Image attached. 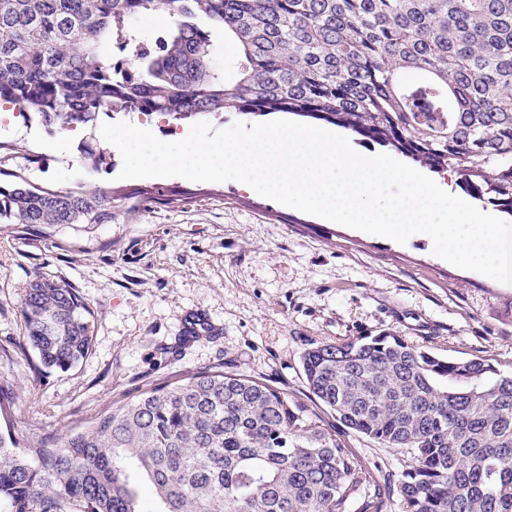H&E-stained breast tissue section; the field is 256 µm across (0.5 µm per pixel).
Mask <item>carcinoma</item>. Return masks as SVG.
Segmentation results:
<instances>
[{
  "label": "carcinoma",
  "instance_id": "1",
  "mask_svg": "<svg viewBox=\"0 0 512 512\" xmlns=\"http://www.w3.org/2000/svg\"><path fill=\"white\" fill-rule=\"evenodd\" d=\"M178 17L157 38L135 23ZM237 50L213 63L210 30ZM128 52L113 76L104 42ZM48 131L100 112L181 121L291 113L393 149L512 216V0H0V106ZM176 201L166 187L50 188L0 168V223L110 224ZM41 366L67 371L91 349L76 291L38 279L23 299ZM310 394L340 424L409 450L406 512H512V374L398 336L307 350ZM146 485L153 507L142 508ZM383 512L362 461L273 385L199 371L51 440L0 433L4 512Z\"/></svg>",
  "mask_w": 512,
  "mask_h": 512
}]
</instances>
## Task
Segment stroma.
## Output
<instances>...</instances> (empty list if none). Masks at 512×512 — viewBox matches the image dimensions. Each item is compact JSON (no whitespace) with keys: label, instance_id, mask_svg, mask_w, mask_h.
<instances>
[{"label":"stroma","instance_id":"1","mask_svg":"<svg viewBox=\"0 0 512 512\" xmlns=\"http://www.w3.org/2000/svg\"><path fill=\"white\" fill-rule=\"evenodd\" d=\"M54 139L14 118L0 129V140L18 146L6 169L51 187L155 184L119 179L114 156L91 168L79 149L100 146L98 129H76L61 151ZM158 184L183 199L117 215L90 236L75 226L44 235L0 223V390L12 398L0 432L49 439L84 430L142 391L204 369L235 370L315 414L363 461L386 496L384 512H405L398 479L409 455L343 427L310 394L302 355L387 334L510 374L512 285L435 257L428 237L401 245L327 224L236 181ZM37 278L74 288L91 314L92 347L65 372L42 368L24 339L22 300Z\"/></svg>","mask_w":512,"mask_h":512}]
</instances>
